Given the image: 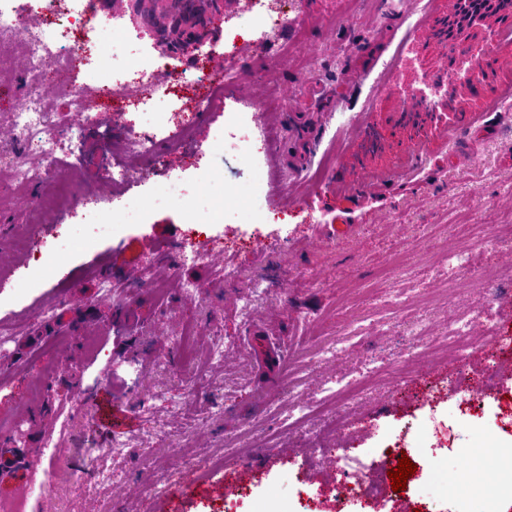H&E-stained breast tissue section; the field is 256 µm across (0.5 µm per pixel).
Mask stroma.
<instances>
[{
  "label": "stroma",
  "instance_id": "stroma-1",
  "mask_svg": "<svg viewBox=\"0 0 512 512\" xmlns=\"http://www.w3.org/2000/svg\"><path fill=\"white\" fill-rule=\"evenodd\" d=\"M344 2L288 0L287 25L270 35L251 0H240L205 44L212 67L232 76L223 109L203 117L193 109L198 89L183 88L179 104L195 127L187 149L126 161L125 189L143 197L174 178L196 190L206 171L228 188L263 179L269 202L260 212L189 224L174 201L139 223L102 227L78 204L34 214L39 184L0 207V325L11 331L0 351V419L19 424L20 459L32 467V483L14 492L25 512H260L268 501L282 512H340L336 449L376 466L399 438L425 446L424 467L441 480L422 490L447 497L454 512L465 449L487 437L512 443L496 417L499 402L512 400V376L497 375L468 414L452 390L458 371L483 378L512 347H452L428 359L410 334L422 324L442 337L449 319L472 315L476 335L492 324L512 337V235L493 231L512 225V106L489 103L512 89V40L491 39L474 105L411 140L401 113L422 107L403 89L425 75L446 80L449 60L431 28L447 2ZM388 62L392 77L375 85ZM238 112L258 128L236 133L246 156L212 146ZM132 126L150 123L120 102L88 113L80 139L60 137L78 173L74 193L103 182L101 140L120 141ZM338 220L349 231L334 237ZM21 231L31 239L25 262L14 246ZM194 245L206 263L167 266L170 249ZM471 249L479 269L493 270L492 286L470 287L449 271V253ZM103 279L114 284L111 297L98 295ZM189 284L199 292L187 293ZM126 307L134 322L119 319ZM255 329L292 371L257 368ZM60 336L63 348L49 349ZM374 366L404 373L336 407L341 428L288 423L286 408L318 405L341 379ZM102 392L137 418L120 437L98 426ZM115 439L122 452H106ZM94 460L110 482L90 475ZM227 483L235 495L225 496Z\"/></svg>",
  "mask_w": 512,
  "mask_h": 512
}]
</instances>
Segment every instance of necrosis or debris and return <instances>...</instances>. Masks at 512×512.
<instances>
[{
    "mask_svg": "<svg viewBox=\"0 0 512 512\" xmlns=\"http://www.w3.org/2000/svg\"><path fill=\"white\" fill-rule=\"evenodd\" d=\"M24 60L26 84L12 128L25 145L24 153L0 166V180L20 195L35 183L48 191L33 204L42 212L69 204L71 161L60 150L57 132L67 127L80 136V120L106 101L135 98L139 105L167 101L175 93L160 65L151 63L139 42L110 18L99 14L94 0H0V64L13 54ZM182 80L201 85L197 103L204 109L223 107L228 74L201 66L182 73ZM202 206H189V223L211 224L234 202L254 212L267 202L264 187H220L218 174ZM512 476V459L489 443L467 449L459 479L466 512H495L497 494L484 476L489 468Z\"/></svg>",
    "mask_w": 512,
    "mask_h": 512,
    "instance_id": "1",
    "label": "necrosis or debris"
}]
</instances>
